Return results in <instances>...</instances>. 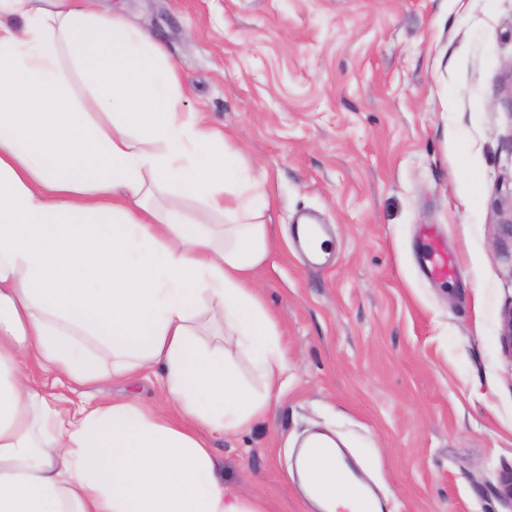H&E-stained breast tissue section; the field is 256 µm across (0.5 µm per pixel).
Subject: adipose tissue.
I'll return each instance as SVG.
<instances>
[{
  "mask_svg": "<svg viewBox=\"0 0 512 512\" xmlns=\"http://www.w3.org/2000/svg\"><path fill=\"white\" fill-rule=\"evenodd\" d=\"M63 51L107 124L72 100ZM182 97L148 30L91 0H0V512H269L225 491L209 447L288 378L252 278L268 176L241 181L236 142ZM47 364L79 386L152 373L167 408L69 419L32 374ZM335 469L301 470L308 496L362 512Z\"/></svg>",
  "mask_w": 512,
  "mask_h": 512,
  "instance_id": "obj_1",
  "label": "adipose tissue"
}]
</instances>
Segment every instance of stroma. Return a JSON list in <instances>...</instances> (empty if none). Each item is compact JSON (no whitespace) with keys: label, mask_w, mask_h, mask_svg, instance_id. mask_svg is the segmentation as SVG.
<instances>
[{"label":"stroma","mask_w":512,"mask_h":512,"mask_svg":"<svg viewBox=\"0 0 512 512\" xmlns=\"http://www.w3.org/2000/svg\"><path fill=\"white\" fill-rule=\"evenodd\" d=\"M164 46L184 109L270 170L267 261L288 386L265 417L215 438L216 474L271 512H317L295 469L333 434L385 512H512V0H94ZM316 217L309 266L291 227ZM455 259L427 275L418 232ZM70 411L134 398L154 376L77 386L36 369Z\"/></svg>","instance_id":"obj_1"}]
</instances>
